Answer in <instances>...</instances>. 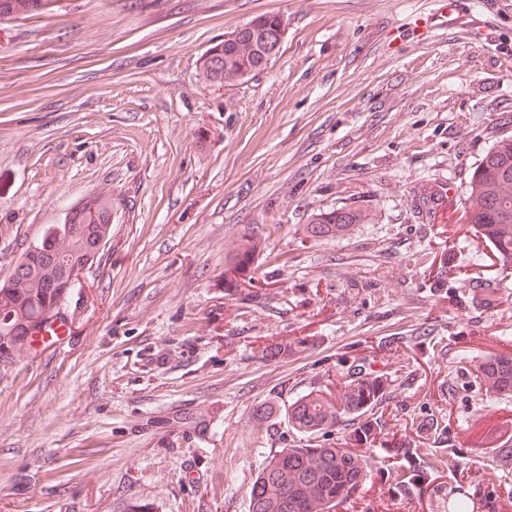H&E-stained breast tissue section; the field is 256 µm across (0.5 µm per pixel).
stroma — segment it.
<instances>
[{"label":"stroma","instance_id":"1","mask_svg":"<svg viewBox=\"0 0 512 512\" xmlns=\"http://www.w3.org/2000/svg\"><path fill=\"white\" fill-rule=\"evenodd\" d=\"M468 2L459 24L439 0H65L0 30V277L112 196L68 336L0 368V512H248L299 444L289 406L355 361L381 433L336 512H512L491 454L512 395L479 372L512 357V274L460 207L512 136V0ZM265 12L285 24L268 67L201 81L200 55ZM341 206L369 222L308 235ZM258 232L252 288L228 290ZM260 240L248 239L244 244L243 251L240 255L232 261L231 265L224 270V276H227V281L231 284L234 283L236 288H241L242 282L244 283L247 269L253 261Z\"/></svg>","mask_w":512,"mask_h":512}]
</instances>
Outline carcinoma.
I'll return each mask as SVG.
<instances>
[{
  "label": "carcinoma",
  "mask_w": 512,
  "mask_h": 512,
  "mask_svg": "<svg viewBox=\"0 0 512 512\" xmlns=\"http://www.w3.org/2000/svg\"><path fill=\"white\" fill-rule=\"evenodd\" d=\"M50 0H0V24L52 14ZM281 19L258 15L225 34V39L200 56L198 75L206 83L222 85L242 80L266 68L264 55L279 41ZM466 222L475 225L492 246L501 271L512 270V136L493 142L469 172L464 196ZM73 231L60 230L50 239L54 259L31 260L26 248L10 275L0 280V365L31 353L33 335L63 319L72 292L71 271L81 272L99 261L112 239V196L98 193L67 213ZM358 208L338 207L321 212L310 223L314 237L336 235L364 222ZM260 241L249 239L240 255L224 270L227 281L242 286ZM489 395L512 393V358L494 357L480 366ZM351 382L339 396V410L368 412L379 404L381 388L350 368ZM337 412L320 394L308 393L288 409L295 429L311 437L332 423ZM377 429L369 421L353 431V440L371 449ZM368 456L351 448H326L318 443L303 448H279L259 471L249 493V512H336L365 482Z\"/></svg>",
  "instance_id": "cac0c4a2"
}]
</instances>
